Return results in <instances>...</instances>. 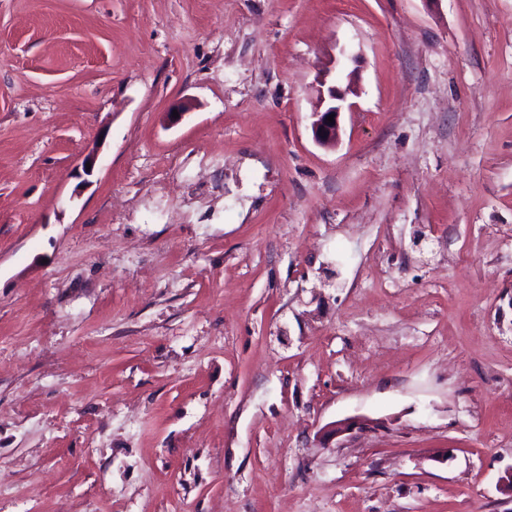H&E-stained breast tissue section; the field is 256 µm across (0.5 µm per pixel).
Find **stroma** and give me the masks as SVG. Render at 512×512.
<instances>
[{
    "label": "stroma",
    "mask_w": 512,
    "mask_h": 512,
    "mask_svg": "<svg viewBox=\"0 0 512 512\" xmlns=\"http://www.w3.org/2000/svg\"><path fill=\"white\" fill-rule=\"evenodd\" d=\"M511 472L512 0H0V512H512ZM330 70H323L317 76L318 98L311 112V130L316 143L324 147H334L339 139L340 115L354 106L348 101L350 88L345 89L328 83ZM335 114L334 123H328L327 116Z\"/></svg>",
    "instance_id": "35a3bbf8"
}]
</instances>
